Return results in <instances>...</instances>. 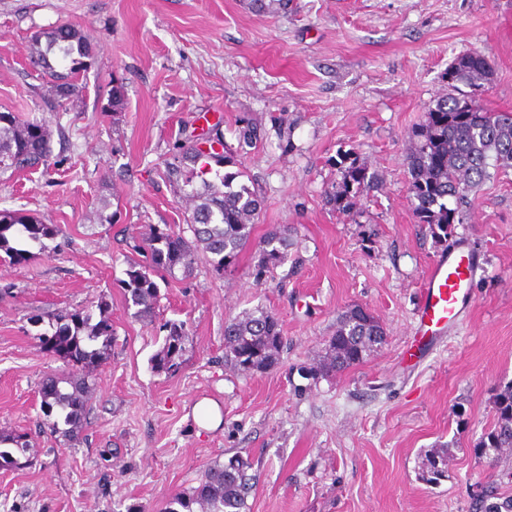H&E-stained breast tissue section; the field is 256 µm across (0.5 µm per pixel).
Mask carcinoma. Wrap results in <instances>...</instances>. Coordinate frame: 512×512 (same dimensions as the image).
Instances as JSON below:
<instances>
[{
  "label": "carcinoma",
  "instance_id": "carcinoma-1",
  "mask_svg": "<svg viewBox=\"0 0 512 512\" xmlns=\"http://www.w3.org/2000/svg\"><path fill=\"white\" fill-rule=\"evenodd\" d=\"M290 0H245L257 15L288 11ZM95 58L93 44L77 26L62 23L45 29L30 42L28 62L34 83L30 92L50 107L65 108L86 88L87 73ZM448 94L437 98L426 110L424 120L411 132V148L406 156L410 176V202L416 222L428 225L439 242L456 236L464 223V206L470 193L489 177L488 168L512 169V111L485 107L481 95L491 82V66L478 65L464 54L448 67ZM125 107V86L112 80L105 111L120 112ZM237 147L224 143L219 130L207 133V142L222 145V150L203 151L191 139L180 143L165 161V178L174 195L185 203V223L192 237L169 227H154L145 244L133 245L127 259L126 279L121 281L126 308L140 321H153L159 300L158 281L176 273L189 275L198 254H203L218 276L234 269L240 255L254 252V275L259 280L271 269L285 263L291 246V230L277 225L259 241H254L255 217L262 200L258 192L243 181L247 172L220 173V168L238 165V157L260 140V128L241 119ZM53 154L52 130L44 117L19 112H0V173H15L43 166L58 165ZM341 180L325 192L326 205L338 212H349L360 193L370 187L367 167L356 158L340 156L336 162ZM59 233L53 224L19 209H0V252L15 264L28 260L27 246L47 249L45 241ZM109 303L97 301L99 319L92 311L54 309L34 318L47 323L39 334L43 348L69 366L66 373L50 372L39 383L40 407L47 428L68 440L83 429L88 415L87 397L92 388L90 369L110 357L114 332L106 315ZM161 350L153 357V368L173 374L184 362L188 335L185 323L167 320ZM386 332L371 313L354 305L336 319V326L322 355L314 362L312 380L335 376L364 362L385 343ZM284 340L279 319L257 308L231 319L224 327V365L244 373H262L280 361ZM493 425L474 444L476 455L496 465L503 463L498 478L481 482V492L470 496L469 512H512V493L502 484H512V381L500 387L494 397ZM0 469L22 468L29 435L0 431ZM447 446L433 451L426 481L443 477ZM250 463L239 457L226 463L205 466L198 485L170 495L163 512H245L252 488L246 474Z\"/></svg>",
  "mask_w": 512,
  "mask_h": 512
}]
</instances>
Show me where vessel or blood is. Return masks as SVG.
Here are the masks:
<instances>
[{
    "mask_svg": "<svg viewBox=\"0 0 512 512\" xmlns=\"http://www.w3.org/2000/svg\"><path fill=\"white\" fill-rule=\"evenodd\" d=\"M482 268L481 254L465 239L428 268L415 313L417 336L430 342L457 327L472 305V283Z\"/></svg>",
    "mask_w": 512,
    "mask_h": 512,
    "instance_id": "b4317fda",
    "label": "vessel or blood"
}]
</instances>
